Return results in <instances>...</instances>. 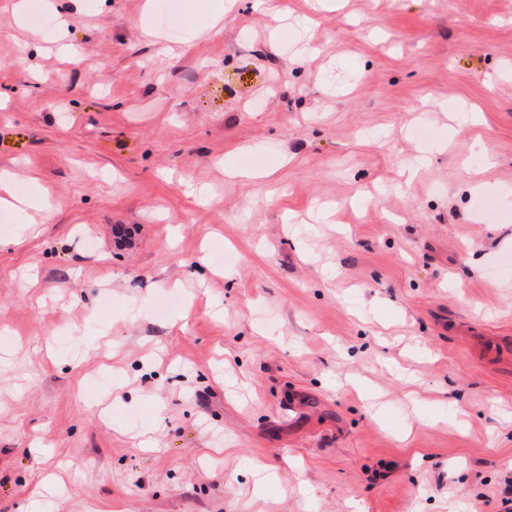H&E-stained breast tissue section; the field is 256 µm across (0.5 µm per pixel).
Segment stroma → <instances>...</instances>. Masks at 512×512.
I'll list each match as a JSON object with an SVG mask.
<instances>
[{
	"label": "stroma",
	"mask_w": 512,
	"mask_h": 512,
	"mask_svg": "<svg viewBox=\"0 0 512 512\" xmlns=\"http://www.w3.org/2000/svg\"><path fill=\"white\" fill-rule=\"evenodd\" d=\"M44 4L0 0L52 202L0 231V512H505L512 0Z\"/></svg>",
	"instance_id": "obj_1"
}]
</instances>
